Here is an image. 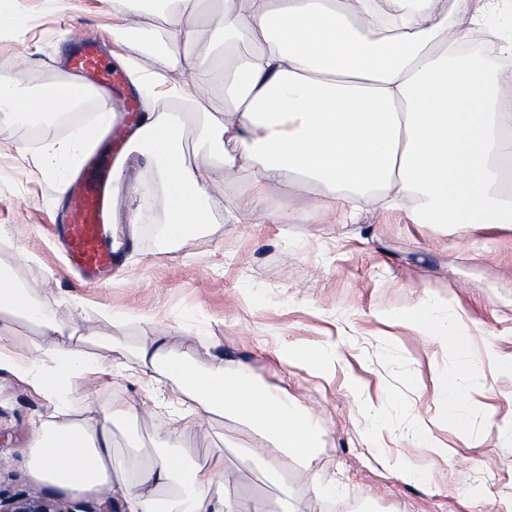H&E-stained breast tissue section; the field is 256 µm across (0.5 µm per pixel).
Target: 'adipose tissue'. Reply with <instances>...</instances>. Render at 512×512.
I'll list each match as a JSON object with an SVG mask.
<instances>
[{
	"mask_svg": "<svg viewBox=\"0 0 512 512\" xmlns=\"http://www.w3.org/2000/svg\"><path fill=\"white\" fill-rule=\"evenodd\" d=\"M166 19L168 40L191 54L173 67L215 61L212 80L224 87L225 109L204 129L208 152L187 162L181 148L188 113L198 111L203 83L169 81L143 64L146 4ZM202 0H112L120 20L113 31L117 59L144 98L130 142L149 143L169 200L167 238L181 241L211 220L206 181L214 164L253 169L258 184L296 173L325 185L336 201L373 200L384 206L409 198L419 224H511L512 195L501 174L512 162V93L499 72L455 50L492 14L512 13V0H224L217 27L223 39L201 37ZM250 44L240 52L236 44ZM179 103L155 109L158 97ZM52 118L58 95L24 99L17 83L0 76V113L19 110ZM103 108L94 127H79L47 144L46 168L71 166L112 126ZM233 144L227 153L225 144ZM38 329L26 347L11 343L18 321ZM212 362L199 368L175 356L166 340L143 342V374L174 378L169 399L176 418L162 433L160 452L133 473L118 471L112 423L143 413L137 402L98 396L75 408L81 384L105 387L112 365L86 350L74 324L37 299L34 289L0 272V372L25 382L48 403L30 442L36 485L64 496L109 494L122 512H240L216 466L183 464L175 449L211 416L232 415L252 425L279 478L280 512H299L288 489V466L309 459L319 437L298 404L256 383L245 367L230 372L222 345L207 347Z\"/></svg>",
	"mask_w": 512,
	"mask_h": 512,
	"instance_id": "ef3b65f1",
	"label": "adipose tissue"
}]
</instances>
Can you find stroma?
Segmentation results:
<instances>
[{
  "mask_svg": "<svg viewBox=\"0 0 512 512\" xmlns=\"http://www.w3.org/2000/svg\"><path fill=\"white\" fill-rule=\"evenodd\" d=\"M28 28L0 30V74L42 91L68 75L70 38L83 33L104 59H111L112 6L108 0H78L75 10L49 14L41 0H25ZM146 52L163 66L189 53L188 44H160L162 13L141 17ZM224 110V90L213 86L201 112L187 122L182 151L195 161L205 150L201 127ZM130 113H117L112 135L80 158L113 166L126 160L112 181L111 213L119 231L136 222L125 243L122 266L103 286L89 285L67 270L52 222L64 197L57 186L72 172H51L40 162L43 147L67 136L52 121L20 116L0 133V269L36 288L47 306L72 317L85 336L111 338L112 360L133 361L138 345L163 336L173 354L208 367L200 329L219 336L224 365L245 364L274 393L304 407L321 446L288 486L304 512H512V226L507 224H417L411 202L395 210L368 208L348 216L326 197L321 184L296 179L258 186L252 170L225 178L216 167L207 186L213 222L183 241L158 232L168 211L163 190L155 192L157 217L142 222L141 179L147 165L132 150ZM255 196L257 211L243 210L237 223L224 209ZM290 223H281L282 214ZM439 309L430 326L409 322L420 303ZM133 310L148 325L121 327L101 310ZM464 338L466 354L443 341L446 332ZM296 349L324 350L321 370L289 363ZM453 372L459 397L446 403L435 373ZM172 381L149 384L132 377L109 384L108 396L152 405L149 417L117 420L116 451L127 465L148 459L169 418ZM46 412L45 400L13 376L0 374V496L34 488L29 473V437ZM427 427L447 445V457L417 446ZM257 436L230 416L190 431L182 439L186 462L222 460L236 486L243 512L254 499L277 508L280 491L250 453ZM411 461L418 481L392 473ZM336 477L331 496L315 494L310 479Z\"/></svg>",
  "mask_w": 512,
  "mask_h": 512,
  "instance_id": "1",
  "label": "stroma"
}]
</instances>
